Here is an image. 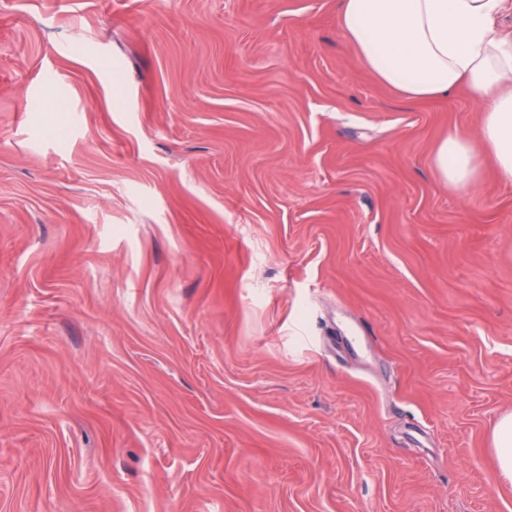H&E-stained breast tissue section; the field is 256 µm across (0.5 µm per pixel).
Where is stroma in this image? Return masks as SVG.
Returning <instances> with one entry per match:
<instances>
[{
	"instance_id": "obj_1",
	"label": "stroma",
	"mask_w": 512,
	"mask_h": 512,
	"mask_svg": "<svg viewBox=\"0 0 512 512\" xmlns=\"http://www.w3.org/2000/svg\"><path fill=\"white\" fill-rule=\"evenodd\" d=\"M336 0H0V512H512V184ZM492 444L500 477L512 483V412L497 419L492 431Z\"/></svg>"
}]
</instances>
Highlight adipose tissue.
I'll return each mask as SVG.
<instances>
[{
    "label": "adipose tissue",
    "mask_w": 512,
    "mask_h": 512,
    "mask_svg": "<svg viewBox=\"0 0 512 512\" xmlns=\"http://www.w3.org/2000/svg\"><path fill=\"white\" fill-rule=\"evenodd\" d=\"M512 0H338L337 21L361 65L413 102L461 93L481 112L476 135L450 129L434 165L452 188L476 186L484 166L512 183Z\"/></svg>",
    "instance_id": "ef3b65f1"
}]
</instances>
